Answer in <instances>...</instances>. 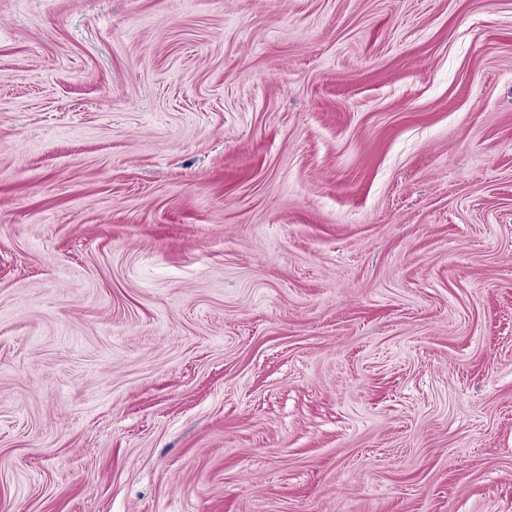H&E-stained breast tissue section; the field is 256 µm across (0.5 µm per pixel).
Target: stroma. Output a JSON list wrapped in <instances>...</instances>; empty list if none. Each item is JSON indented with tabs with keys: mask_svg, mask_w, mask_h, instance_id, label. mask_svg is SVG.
Segmentation results:
<instances>
[{
	"mask_svg": "<svg viewBox=\"0 0 512 512\" xmlns=\"http://www.w3.org/2000/svg\"><path fill=\"white\" fill-rule=\"evenodd\" d=\"M0 512H512V0H0Z\"/></svg>",
	"mask_w": 512,
	"mask_h": 512,
	"instance_id": "stroma-1",
	"label": "stroma"
}]
</instances>
